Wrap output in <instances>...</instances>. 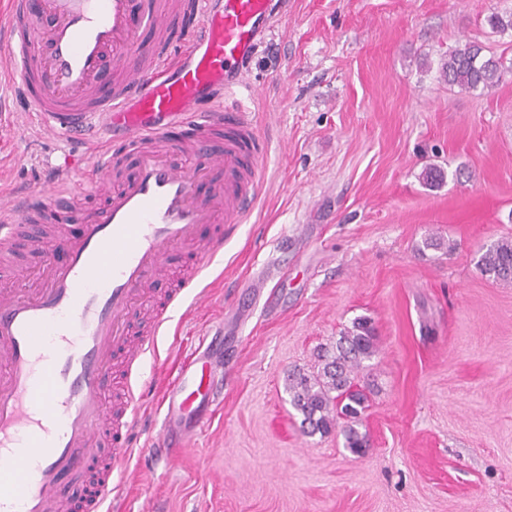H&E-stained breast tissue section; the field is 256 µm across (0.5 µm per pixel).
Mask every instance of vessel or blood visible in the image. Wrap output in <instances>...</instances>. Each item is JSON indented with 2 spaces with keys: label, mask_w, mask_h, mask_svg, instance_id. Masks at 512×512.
<instances>
[{
  "label": "vessel or blood",
  "mask_w": 512,
  "mask_h": 512,
  "mask_svg": "<svg viewBox=\"0 0 512 512\" xmlns=\"http://www.w3.org/2000/svg\"><path fill=\"white\" fill-rule=\"evenodd\" d=\"M188 6L197 22L178 51L152 55L139 31L173 25L162 0L136 25L129 0H0V73L39 130L89 146L83 166L63 155L37 190L0 196V280L26 279L7 251L28 224L40 228L28 244L46 270L28 290L0 289V512H65L69 477L84 484L80 512L121 507L117 466L144 424L137 373L176 308L207 304L199 283L257 199L264 143L248 69L275 32L279 0ZM107 63L118 80L102 97L96 81ZM176 128L193 131L189 148L208 169L174 162L187 148L171 139ZM107 135L132 149L135 170L70 238L62 221L79 218L78 197L110 180L114 155L99 148ZM206 178L214 189L203 198ZM202 224L219 230L199 237ZM183 245L194 246L195 263L171 274L167 258ZM159 280L172 283L160 302L151 290ZM115 365L121 378L108 391ZM213 373L195 355L166 392L199 427L210 419L202 380Z\"/></svg>",
  "instance_id": "1"
}]
</instances>
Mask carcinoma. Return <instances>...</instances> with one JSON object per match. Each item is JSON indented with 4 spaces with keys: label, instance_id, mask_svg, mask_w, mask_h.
I'll use <instances>...</instances> for the list:
<instances>
[{
    "label": "carcinoma",
    "instance_id": "carcinoma-1",
    "mask_svg": "<svg viewBox=\"0 0 512 512\" xmlns=\"http://www.w3.org/2000/svg\"><path fill=\"white\" fill-rule=\"evenodd\" d=\"M506 71L504 56L470 41L448 52L441 65V77L448 85L472 91L497 87ZM478 268L495 280L512 281V238L504 237L487 248ZM377 352L375 327L368 318L357 317L334 344L317 351L313 370L288 373L290 404L302 415L304 434L326 435L338 427L344 447L356 456L365 454L369 439L359 426L374 392L366 362Z\"/></svg>",
    "mask_w": 512,
    "mask_h": 512
}]
</instances>
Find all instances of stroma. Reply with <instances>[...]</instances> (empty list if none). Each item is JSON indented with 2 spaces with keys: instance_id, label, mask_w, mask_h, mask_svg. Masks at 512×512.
Masks as SVG:
<instances>
[{
  "instance_id": "1",
  "label": "stroma",
  "mask_w": 512,
  "mask_h": 512,
  "mask_svg": "<svg viewBox=\"0 0 512 512\" xmlns=\"http://www.w3.org/2000/svg\"><path fill=\"white\" fill-rule=\"evenodd\" d=\"M512 0H288L249 78L266 143L258 199L177 308L141 377L143 433L171 431L119 464L132 507L154 512H512V281L481 275L512 237V71L489 91L451 87L450 50L512 59L491 13ZM84 151L42 133L0 87V191L42 181ZM443 183L423 184L425 167ZM437 235L450 251L420 250ZM360 316L379 338L364 456L339 432L303 435L285 390ZM224 358L219 403L194 428L159 393L197 348Z\"/></svg>"
}]
</instances>
